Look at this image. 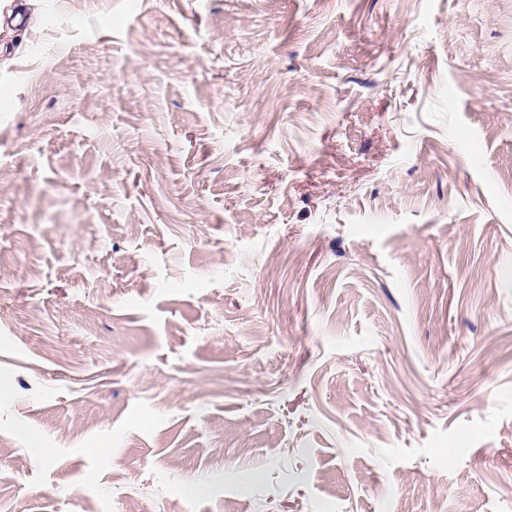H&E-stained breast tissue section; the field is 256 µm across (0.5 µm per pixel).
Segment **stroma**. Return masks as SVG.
Segmentation results:
<instances>
[{
	"instance_id": "obj_1",
	"label": "stroma",
	"mask_w": 512,
	"mask_h": 512,
	"mask_svg": "<svg viewBox=\"0 0 512 512\" xmlns=\"http://www.w3.org/2000/svg\"><path fill=\"white\" fill-rule=\"evenodd\" d=\"M0 512H512V0H0Z\"/></svg>"
}]
</instances>
